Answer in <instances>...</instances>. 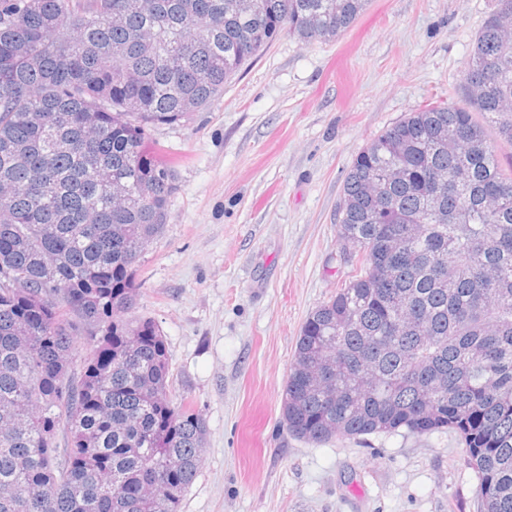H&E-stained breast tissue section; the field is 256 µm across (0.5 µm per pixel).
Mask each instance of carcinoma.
<instances>
[{
  "label": "carcinoma",
  "mask_w": 512,
  "mask_h": 512,
  "mask_svg": "<svg viewBox=\"0 0 512 512\" xmlns=\"http://www.w3.org/2000/svg\"><path fill=\"white\" fill-rule=\"evenodd\" d=\"M134 2L0 0V281L19 274L0 287V512H180L206 423L170 398L157 325L115 317L175 190L146 130L209 106L282 31L332 41L369 4ZM464 89L470 107L421 105L354 159L337 224L352 270L301 328L282 417L315 443L451 430L480 512H512V0Z\"/></svg>",
  "instance_id": "cac0c4a2"
}]
</instances>
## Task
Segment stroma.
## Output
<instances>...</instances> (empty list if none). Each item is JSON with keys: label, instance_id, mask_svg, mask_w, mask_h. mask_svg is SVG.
I'll list each match as a JSON object with an SVG mask.
<instances>
[{"label": "stroma", "instance_id": "obj_1", "mask_svg": "<svg viewBox=\"0 0 512 512\" xmlns=\"http://www.w3.org/2000/svg\"><path fill=\"white\" fill-rule=\"evenodd\" d=\"M496 0H370L336 41L280 33L207 108L147 131L176 165L127 313L158 326L170 396L206 422L180 512H479L452 431L311 443L281 401L307 315L334 296L353 160L464 76Z\"/></svg>", "mask_w": 512, "mask_h": 512}]
</instances>
